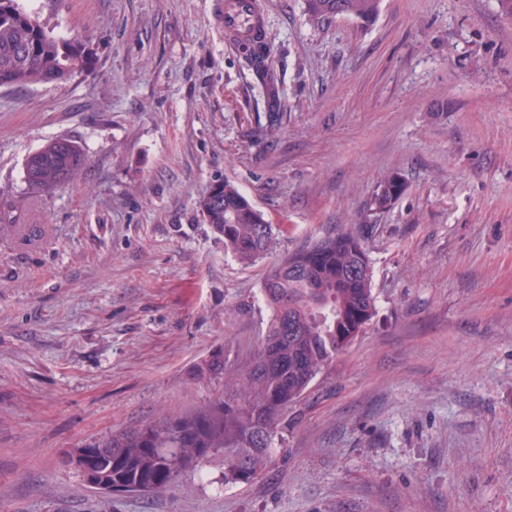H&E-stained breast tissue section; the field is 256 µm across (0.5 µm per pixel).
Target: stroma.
I'll return each mask as SVG.
<instances>
[{
    "label": "stroma",
    "instance_id": "obj_1",
    "mask_svg": "<svg viewBox=\"0 0 512 512\" xmlns=\"http://www.w3.org/2000/svg\"><path fill=\"white\" fill-rule=\"evenodd\" d=\"M97 64L0 88V512H512V17L496 0H381L370 24L262 0L282 118L218 0H23ZM70 138L87 163L50 196L27 157ZM406 187L368 217L381 176ZM234 181L278 229L243 265L196 209ZM371 219L376 314L285 411L257 479L113 496L65 457L186 416L244 371L268 270ZM42 226L26 242L25 226Z\"/></svg>",
    "mask_w": 512,
    "mask_h": 512
}]
</instances>
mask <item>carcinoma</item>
<instances>
[{"label": "carcinoma", "mask_w": 512, "mask_h": 512, "mask_svg": "<svg viewBox=\"0 0 512 512\" xmlns=\"http://www.w3.org/2000/svg\"><path fill=\"white\" fill-rule=\"evenodd\" d=\"M317 21L349 16L371 22L380 0H305ZM245 66L273 103L267 120L279 119L281 81L264 41L247 47ZM94 55L68 38L50 35L18 0H0V88L63 83L95 68ZM86 164L77 142L47 141L25 170L29 190L51 195L69 183ZM400 177L390 174L378 182L368 216L388 210L403 194ZM203 221L224 238V249L239 263L252 265L276 247L274 229L261 236L267 223L240 188L221 182L216 196L206 189L197 200ZM366 225H350L282 258L263 283L271 311L265 338L250 366L234 373L215 350L197 365L195 376L224 377V393L199 412L185 417L163 416L77 448L66 462L82 471L89 465L98 474L95 489L114 494L148 495L168 490L182 476L218 461L224 485L248 483L267 467L275 452V437L284 411L297 402L316 375L364 330L376 313L373 278L355 273L369 263L362 244Z\"/></svg>", "instance_id": "1"}]
</instances>
